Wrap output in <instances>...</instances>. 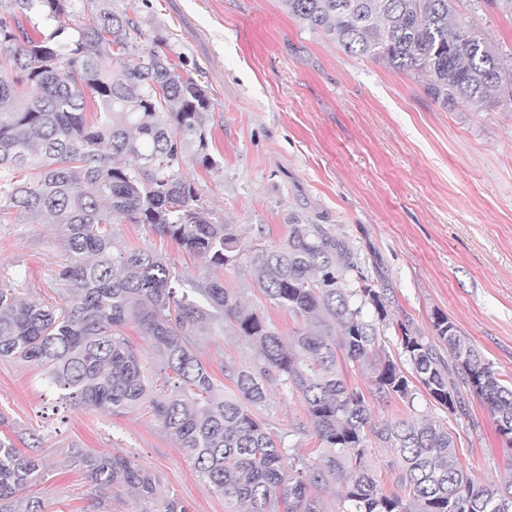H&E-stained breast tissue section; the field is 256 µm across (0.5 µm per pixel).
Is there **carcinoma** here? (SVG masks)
I'll return each instance as SVG.
<instances>
[{"label":"carcinoma","instance_id":"obj_1","mask_svg":"<svg viewBox=\"0 0 512 512\" xmlns=\"http://www.w3.org/2000/svg\"><path fill=\"white\" fill-rule=\"evenodd\" d=\"M77 2L13 0L11 18H0V209L48 217L67 253L47 301L26 300L0 278V360L35 366L75 406L113 415L149 408L231 512H324L318 490L331 482L341 512L512 506V479L472 478L450 422L414 407L422 390L457 421L471 417L473 397L512 442V383L448 315H432L431 337L396 317L387 289L374 287L350 241L328 225L296 221L286 242L251 259L265 298L305 325L291 336L242 306L223 281L206 277L187 290L154 252L116 244L112 225L143 224L207 267H226L239 258L244 229L216 221L183 171L189 159L218 166L205 129L208 91L169 62L162 36L131 55L143 32L126 15L101 12L69 33L62 18ZM282 2L345 53L422 80L444 109L512 104V74L458 0ZM19 14L31 30L11 23ZM224 320L253 351L246 368L224 363L230 396L195 353L205 327ZM131 324L154 344L159 368L125 334ZM384 327L394 330V353L382 343ZM344 360L367 371L366 388L339 371ZM271 385L288 386L303 403L310 428L297 430L313 440L310 456L288 455L261 416ZM393 402L409 415L376 422L373 406ZM372 437L397 487L390 494L377 479ZM31 440L26 453L0 439V512H46L36 487L51 474L39 436ZM58 463L101 491H134V512H188L124 456L72 444Z\"/></svg>","mask_w":512,"mask_h":512}]
</instances>
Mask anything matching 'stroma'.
Masks as SVG:
<instances>
[{
	"mask_svg": "<svg viewBox=\"0 0 512 512\" xmlns=\"http://www.w3.org/2000/svg\"><path fill=\"white\" fill-rule=\"evenodd\" d=\"M468 20L512 68V0H462ZM128 15L148 39L167 36L168 54L211 93L206 127L218 165L187 163L203 202L227 224L249 227L235 265L218 277L276 330L300 322L271 304L252 275L260 245L279 244L293 220L330 224L359 254L365 273L394 298L393 312L431 334L441 311L501 379L512 382V108L479 111L435 105L420 81L339 49L304 30L281 0H81L80 22L99 9ZM120 246L163 256L183 277L206 274L170 240L142 224L113 227ZM64 241L48 220L0 214V275L25 297L55 287ZM196 353L213 373L250 364L230 324L211 325ZM460 421L462 463L476 480L512 473V444L489 412L471 401ZM264 416L285 448L311 451L297 433L303 406L287 386L271 387ZM38 431L48 460L69 445L130 458L156 475L162 494L189 512H228L220 492L197 477L149 410L115 416L70 405L37 368L0 361V437ZM40 490L47 512H133L128 492L102 495L75 471L57 470Z\"/></svg>",
	"mask_w": 512,
	"mask_h": 512,
	"instance_id": "stroma-1",
	"label": "stroma"
}]
</instances>
